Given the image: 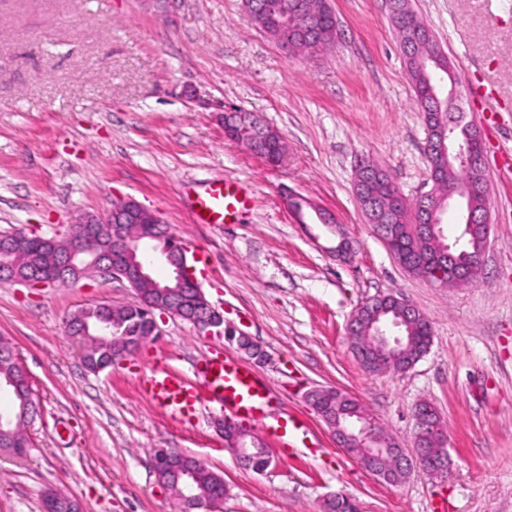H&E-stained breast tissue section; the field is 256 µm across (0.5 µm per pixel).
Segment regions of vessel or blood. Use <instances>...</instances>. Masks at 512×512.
Masks as SVG:
<instances>
[{
    "instance_id": "b4317fda",
    "label": "vessel or blood",
    "mask_w": 512,
    "mask_h": 512,
    "mask_svg": "<svg viewBox=\"0 0 512 512\" xmlns=\"http://www.w3.org/2000/svg\"><path fill=\"white\" fill-rule=\"evenodd\" d=\"M247 202L234 182H210L196 193L191 219L196 224H221ZM148 384L152 400L173 418L188 419L202 405L219 402L240 423L260 425L289 452L301 451L313 457L318 454L317 449L300 443L301 435L307 432L303 421L292 415L270 417L266 389L244 362L230 357L212 358L198 381L177 370L160 369L153 373Z\"/></svg>"
}]
</instances>
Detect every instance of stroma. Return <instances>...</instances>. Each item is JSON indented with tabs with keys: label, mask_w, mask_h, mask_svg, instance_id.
<instances>
[{
	"label": "stroma",
	"mask_w": 512,
	"mask_h": 512,
	"mask_svg": "<svg viewBox=\"0 0 512 512\" xmlns=\"http://www.w3.org/2000/svg\"><path fill=\"white\" fill-rule=\"evenodd\" d=\"M329 46L290 53L255 26L242 0H0V234L64 236L132 198L157 211L189 250L227 322L267 353L252 369L274 413L300 416L320 453L269 448L264 472L242 466L216 427L223 406L178 421L150 401L155 369L194 375L206 356L238 357L223 338L159 318L160 334L127 362L87 371L64 331L74 312L135 299L118 281L38 291L0 282V337L25 368L39 413L22 457L0 454V512H43L53 489L83 512H175L152 451L173 448L224 477L215 512H321L342 493L361 512H512V0H411L451 62L459 105L487 152L492 228L476 280L448 287L408 273L354 191L355 165L383 167L408 200L432 189L427 130L414 102L387 0H330ZM250 112L287 150L268 165L224 135L228 110ZM233 180L250 203L224 224L190 219L195 190ZM294 191L303 216L286 205ZM333 217L325 224L320 213ZM391 293L433 330L409 370L373 374L351 347L353 312ZM350 393L406 448L430 402L451 466L378 481L349 459L305 395Z\"/></svg>",
	"instance_id": "35a3bbf8"
}]
</instances>
